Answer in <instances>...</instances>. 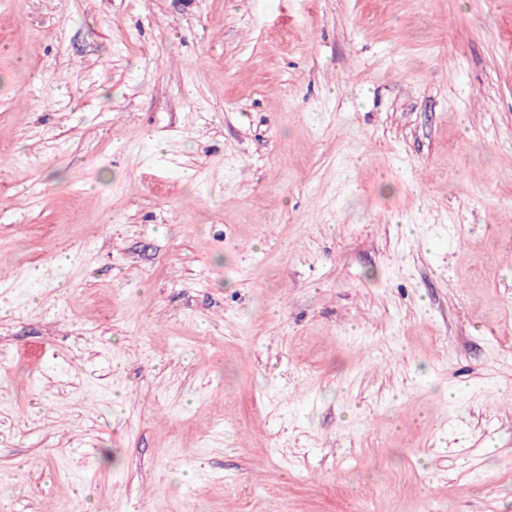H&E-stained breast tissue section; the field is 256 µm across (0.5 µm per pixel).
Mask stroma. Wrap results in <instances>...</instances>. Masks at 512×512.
<instances>
[{
    "label": "stroma",
    "mask_w": 512,
    "mask_h": 512,
    "mask_svg": "<svg viewBox=\"0 0 512 512\" xmlns=\"http://www.w3.org/2000/svg\"><path fill=\"white\" fill-rule=\"evenodd\" d=\"M5 512H512V0H0Z\"/></svg>",
    "instance_id": "35a3bbf8"
}]
</instances>
